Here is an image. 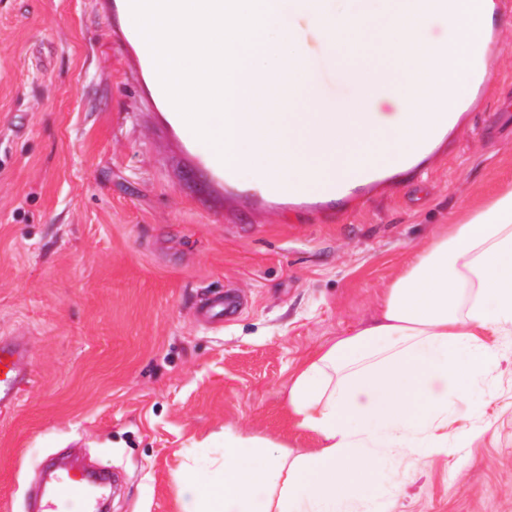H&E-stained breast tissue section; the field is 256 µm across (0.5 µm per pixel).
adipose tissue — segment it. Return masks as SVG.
Returning a JSON list of instances; mask_svg holds the SVG:
<instances>
[{
	"instance_id": "1",
	"label": "adipose tissue",
	"mask_w": 512,
	"mask_h": 512,
	"mask_svg": "<svg viewBox=\"0 0 512 512\" xmlns=\"http://www.w3.org/2000/svg\"><path fill=\"white\" fill-rule=\"evenodd\" d=\"M512 330V187L420 253L381 316L319 351L288 383V407L317 453L224 432L213 469L183 465L181 512H341L339 489L404 448L448 443V405L464 399Z\"/></svg>"
}]
</instances>
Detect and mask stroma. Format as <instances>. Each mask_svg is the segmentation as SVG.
<instances>
[{
    "instance_id": "stroma-1",
    "label": "stroma",
    "mask_w": 512,
    "mask_h": 512,
    "mask_svg": "<svg viewBox=\"0 0 512 512\" xmlns=\"http://www.w3.org/2000/svg\"><path fill=\"white\" fill-rule=\"evenodd\" d=\"M480 111L446 153L334 220L230 206L203 153L154 106L117 0H0V336L26 337L32 381L0 413V512H27L42 460L121 468L112 512H179L176 474L225 429L320 447L287 406L318 350L377 319L392 282L512 184V9ZM233 288L222 326L195 314ZM448 448L406 452L341 488L386 512H512V334ZM465 440H458V433Z\"/></svg>"
}]
</instances>
